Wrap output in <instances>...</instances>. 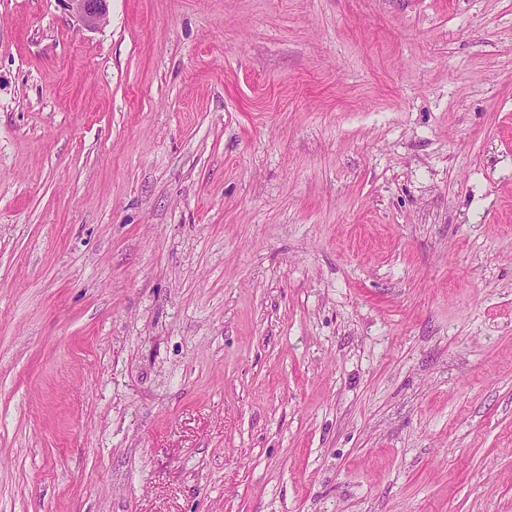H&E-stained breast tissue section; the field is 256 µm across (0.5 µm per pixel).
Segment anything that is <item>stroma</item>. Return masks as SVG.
I'll use <instances>...</instances> for the list:
<instances>
[{
    "mask_svg": "<svg viewBox=\"0 0 512 512\" xmlns=\"http://www.w3.org/2000/svg\"><path fill=\"white\" fill-rule=\"evenodd\" d=\"M0 512H512V0H0ZM78 20L87 28H96L106 17L109 0H65Z\"/></svg>",
    "mask_w": 512,
    "mask_h": 512,
    "instance_id": "stroma-1",
    "label": "stroma"
}]
</instances>
